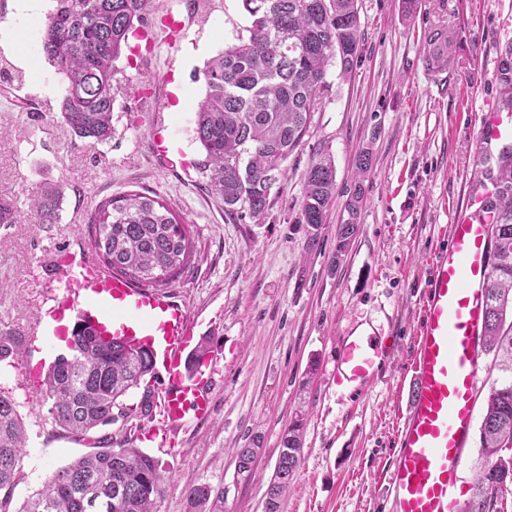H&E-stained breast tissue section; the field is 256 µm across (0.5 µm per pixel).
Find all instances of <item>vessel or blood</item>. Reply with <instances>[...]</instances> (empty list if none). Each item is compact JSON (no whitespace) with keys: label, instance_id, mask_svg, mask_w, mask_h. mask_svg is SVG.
I'll return each instance as SVG.
<instances>
[{"label":"vessel or blood","instance_id":"vessel-or-blood-1","mask_svg":"<svg viewBox=\"0 0 512 512\" xmlns=\"http://www.w3.org/2000/svg\"><path fill=\"white\" fill-rule=\"evenodd\" d=\"M450 242L433 267L412 366L406 427L389 475L393 512H460L459 471L475 413L481 370L483 293L488 224L476 209L458 216ZM48 330L70 334L67 313L79 312L101 334L126 336L153 351L162 378L164 424L206 419L212 408L215 367L196 373L184 364L194 326L177 296L112 274L92 248L54 253L45 262ZM333 381L365 389L375 381L388 347L380 336H342Z\"/></svg>","mask_w":512,"mask_h":512}]
</instances>
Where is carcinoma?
<instances>
[{"mask_svg":"<svg viewBox=\"0 0 512 512\" xmlns=\"http://www.w3.org/2000/svg\"><path fill=\"white\" fill-rule=\"evenodd\" d=\"M40 31L43 54L67 79L60 112L80 139L112 140V77L128 35L144 21L148 0H56ZM252 17L249 37L224 49L203 70L206 95L195 116L196 140L205 150L199 171L224 203L232 220L260 221L271 204V190L284 162L301 146L311 114L327 88L328 67L347 75L361 55L358 0H243ZM426 59L446 68L452 38L434 28L426 37ZM497 91L502 110L512 112V41L500 53ZM479 186L482 208L490 217L489 276L484 345L503 373L492 386L479 428L485 465L478 471L463 512H490L512 472L502 470L498 448L512 441V144L483 161ZM372 166V148L362 147L354 165L355 188L345 203L348 218L336 234L337 266L358 233L362 184ZM64 190L47 185L32 203L39 224L58 217ZM336 199V168L320 156L309 164L302 201L308 226L306 250L318 243V229ZM13 197L0 194V224H14ZM91 243L113 272L147 287L166 288L192 257L190 224L158 194L129 192L100 202L92 216ZM69 354H59L38 386L50 405L59 433L91 440L94 450L54 471L43 488L15 512H156L163 491L160 462L140 448H116L113 437L94 432L116 421L113 410L128 414L120 398L154 374L153 353L120 336L105 341L91 327L76 323L67 339ZM24 337L0 332V365L13 367L25 353ZM212 352L209 337L191 351L187 370ZM303 420L283 432L279 455L263 504L282 512V500L301 458ZM27 433L12 392L0 388V512H10L21 477ZM193 512L223 501V492L206 484L186 490Z\"/></svg>","mask_w":512,"mask_h":512,"instance_id":"obj_1","label":"carcinoma"}]
</instances>
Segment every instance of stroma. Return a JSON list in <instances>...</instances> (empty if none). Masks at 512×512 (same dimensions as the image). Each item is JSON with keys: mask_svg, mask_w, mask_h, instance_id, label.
I'll list each match as a JSON object with an SVG mask.
<instances>
[{"mask_svg": "<svg viewBox=\"0 0 512 512\" xmlns=\"http://www.w3.org/2000/svg\"><path fill=\"white\" fill-rule=\"evenodd\" d=\"M362 56L350 75L328 70V90L302 146L284 164L264 220L236 222L196 167L204 151L194 120L204 98L203 71L224 47L248 36L242 0H151L144 31L175 13L190 27L176 47L153 43L146 55L124 50L112 78L111 142L76 137L59 106L67 85L44 58L32 17L17 42L7 38L15 0H0V52L32 56L37 72L0 68V193L13 195L16 223L0 225V330L26 335L43 305L41 264L52 251L88 236L96 204L128 190L170 199L190 222L194 258L172 283L196 337H210L217 358L214 406L196 425L169 430L160 412L118 419L115 440H128L159 460L165 478L157 512H191L185 489L222 491L220 512H263L281 434L296 413L306 426L300 463L283 512H392L386 477L410 402L411 355L433 264L449 227L472 200L483 157L485 115L498 108L500 49L512 41V0H418L404 16L401 0H358ZM448 28L454 49L447 68L428 66L430 29ZM189 89L180 104L176 85ZM164 108L177 151L152 148L153 112ZM373 152L363 183L359 231L339 267L331 260L336 228L353 188L355 157ZM329 154L338 194L318 231L320 247L305 254L301 222L305 175ZM63 185L58 220L36 223L29 198L45 183ZM382 336L391 350L378 379L344 393L332 382L336 339L350 332ZM23 366L0 370L26 423L28 442L13 506L46 476L89 452L59 434L47 405L23 386ZM262 450L251 477L238 475L235 449L254 433Z\"/></svg>", "mask_w": 512, "mask_h": 512, "instance_id": "35a3bbf8", "label": "stroma"}]
</instances>
